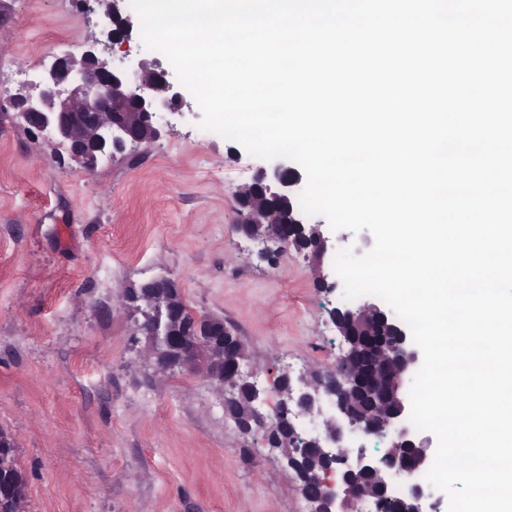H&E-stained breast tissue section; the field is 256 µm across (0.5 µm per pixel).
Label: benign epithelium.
Listing matches in <instances>:
<instances>
[{"mask_svg":"<svg viewBox=\"0 0 512 512\" xmlns=\"http://www.w3.org/2000/svg\"><path fill=\"white\" fill-rule=\"evenodd\" d=\"M89 13L109 20L106 39L122 45L134 36L125 0H81ZM91 40L77 57L66 54L43 69L34 91L18 93L12 107L28 129L49 131L66 144L85 171L105 156L148 147L166 133L157 114L176 111L183 96L167 73L111 65ZM302 174L278 163L258 169L235 190L236 231L261 245L258 257L271 262L294 249L317 262L331 248L321 222L311 223L297 206ZM125 301L143 320L134 333L145 338L157 373H187L221 384L225 413L248 434L263 432L264 443L279 454L310 512H436L424 507L425 493L411 483L428 470L434 449L407 419L406 376L422 353L406 325L374 303L330 311L344 349L332 370H310L279 378L281 398L274 416L261 411L262 391L242 371L246 348L240 338L224 346V320L186 308L174 280L157 276L129 290ZM389 438L379 457L365 441Z\"/></svg>","mask_w":512,"mask_h":512,"instance_id":"1","label":"benign epithelium"}]
</instances>
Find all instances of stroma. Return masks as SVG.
<instances>
[{
  "label": "stroma",
  "mask_w": 512,
  "mask_h": 512,
  "mask_svg": "<svg viewBox=\"0 0 512 512\" xmlns=\"http://www.w3.org/2000/svg\"><path fill=\"white\" fill-rule=\"evenodd\" d=\"M107 25L77 0H0V431L26 512H308L262 433L225 416L215 382L155 372L121 305L133 285L176 279L193 311L244 342L268 415L283 371L335 367L343 289L318 291L296 251L259 261L235 230L233 193L263 159L200 140L188 93L159 142L84 174L7 106L28 69L81 55Z\"/></svg>",
  "instance_id": "1"
}]
</instances>
